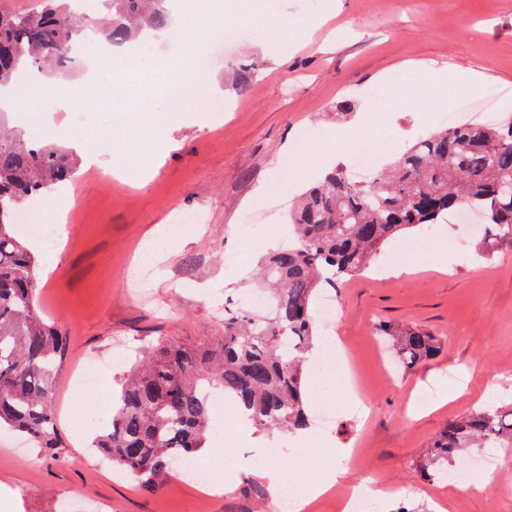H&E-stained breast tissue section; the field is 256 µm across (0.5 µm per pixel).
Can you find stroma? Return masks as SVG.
<instances>
[{
  "label": "stroma",
  "instance_id": "obj_1",
  "mask_svg": "<svg viewBox=\"0 0 512 512\" xmlns=\"http://www.w3.org/2000/svg\"><path fill=\"white\" fill-rule=\"evenodd\" d=\"M259 2L232 0L241 38L203 74L223 97L202 101L213 115L209 126L173 125L172 148L155 157L145 186L103 184L75 155L68 235L55 269L38 278L43 317L67 336L54 374L61 446L51 455L0 433V512H268L273 493L260 499L254 490L265 485L262 450L273 435L240 440L220 492L179 473L145 492L90 449L112 406L74 390L76 366L88 357L110 364L103 385L115 389L129 360L113 352L114 338L137 347L148 336L193 344L223 335L215 305L250 310L257 261L283 245L288 213L328 172L327 155L345 166L364 154L382 170L416 142L422 126L435 125L439 111H456L462 96L476 101L490 88L503 92L499 112L512 114V0H275L266 28L245 20ZM435 67L447 68L448 79L424 94ZM403 71L413 75L407 87L374 96L376 86ZM152 80L149 71L126 74L91 103L132 125ZM346 99L353 109L337 117ZM312 128L306 173L295 175L287 195L270 197L299 133ZM188 212L202 220L175 254L162 256L150 285L158 307L137 303L132 256L155 225L182 223ZM403 242L418 256L411 272L396 275L383 263L336 289V319L319 328L338 337L349 368L321 392L336 421L330 433H316L318 446L306 458L288 453L279 463L310 480L325 460L341 463L336 483L304 512H338V495L374 472L389 490L380 512H512L507 469L492 466V485L467 490L424 480L418 469L449 420L487 406L512 408V249L477 257V238L452 223L437 233L412 231ZM443 251L448 267L440 272L434 257ZM385 325L430 331L440 336V350L399 372L379 339ZM427 392L439 408L411 417V400Z\"/></svg>",
  "mask_w": 512,
  "mask_h": 512
}]
</instances>
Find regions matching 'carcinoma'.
<instances>
[{
    "mask_svg": "<svg viewBox=\"0 0 512 512\" xmlns=\"http://www.w3.org/2000/svg\"><path fill=\"white\" fill-rule=\"evenodd\" d=\"M108 14L79 17L64 0H43L32 15L0 10V88L33 71H62L72 39L90 23L115 45L136 28H163L167 0H104ZM68 152L0 129V429L23 433L47 452L60 447L51 404L57 357L67 336L39 313L38 256L15 233L14 215L30 197L71 178ZM512 122L436 131L407 149L366 185L336 171L308 190L290 217L293 244L267 255L259 277L271 290L266 315L224 312V335L192 345L159 337L143 351L112 406L95 448L140 486L155 491L180 461L204 447L211 429L206 392L219 389L243 407L259 433L310 425L306 353L319 342L312 302L368 269L407 231L437 224L462 206L483 212L484 253L512 248ZM396 367L435 355L424 330L387 328ZM472 448H512V409H480L450 420L420 462L431 481Z\"/></svg>",
    "mask_w": 512,
    "mask_h": 512,
    "instance_id": "carcinoma-1",
    "label": "carcinoma"
}]
</instances>
